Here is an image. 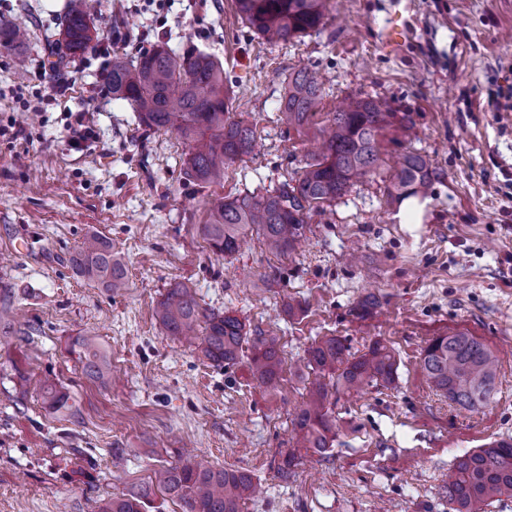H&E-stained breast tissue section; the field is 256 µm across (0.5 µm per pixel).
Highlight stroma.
Masks as SVG:
<instances>
[{
	"mask_svg": "<svg viewBox=\"0 0 512 512\" xmlns=\"http://www.w3.org/2000/svg\"><path fill=\"white\" fill-rule=\"evenodd\" d=\"M66 3L0 6V27L29 33L19 49L0 46V289H11L17 315L0 332V512H97L100 500L190 459L259 478L243 512H450L454 458L512 436V0H333L325 26L280 46L248 29L235 0H98L99 50L57 80L42 71L45 37ZM394 20L408 37L389 51ZM161 41L215 54L231 117L255 127L254 153L205 188L187 180L181 140L138 129L106 84L113 57ZM300 69L322 82L304 135L277 112ZM348 95L387 99L411 129L382 131L379 168L312 216L304 251L276 257L251 234L234 257L214 254L200 233L210 207L300 173ZM39 97L49 103L36 116ZM77 112L90 132L78 146ZM411 150L432 170L419 224L402 223L388 195L392 166ZM94 232L125 263L120 293L70 266ZM179 282L278 337L279 393L257 385L247 360L215 366L162 331L155 306ZM369 295L377 305L358 320L352 310ZM290 298L301 313L284 312ZM457 331L502 354L497 390L475 412L433 390L419 366L429 340ZM83 335L111 356L108 387L68 352ZM319 336L356 354L378 340L399 361L393 384L339 395L326 458L291 440L306 386L294 367ZM47 378L69 409L44 404ZM290 450L301 461L284 482L274 467Z\"/></svg>",
	"mask_w": 512,
	"mask_h": 512,
	"instance_id": "stroma-1",
	"label": "stroma"
}]
</instances>
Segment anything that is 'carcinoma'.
<instances>
[{"label":"carcinoma","instance_id":"carcinoma-1","mask_svg":"<svg viewBox=\"0 0 512 512\" xmlns=\"http://www.w3.org/2000/svg\"><path fill=\"white\" fill-rule=\"evenodd\" d=\"M328 5L329 0H236L248 28L273 46L318 30ZM92 6L93 0H69L61 20L62 39L53 42L51 73H62L92 48ZM27 37L25 30L0 29L3 47L17 46ZM106 80L112 99L127 102L141 128L174 132L187 144L185 175L198 185L221 181L225 164L254 151L255 132L249 124L230 117L224 67L208 53L195 48L178 53L160 43L131 61L113 60ZM320 99L318 78L306 70L294 72L279 100L280 120L298 134H306ZM396 118L403 126L409 122L408 115L397 116L380 97H344L328 118L319 152L305 162L298 176L218 202L201 225L202 235L224 257L234 256L241 238L250 231L262 237L263 245L275 256L297 252L306 239L308 215L325 211L376 169L379 133ZM430 184L429 161L410 151L394 170L389 197L398 202L410 195H424ZM70 263L77 274L112 292L127 287L121 257L112 251V243L99 235L86 237ZM155 317L167 335L197 345L208 361L224 367L237 363L249 335L237 316L201 304L194 289L185 284L168 289L156 306ZM70 353L77 355L87 378L101 387L111 383V358L96 337L78 338ZM302 362L313 379L294 419L297 444L324 456L336 441L332 395L392 384L397 358L393 349L380 341L356 356L339 337L322 336L311 343ZM499 363L488 345L464 331L431 339L420 357L429 385L469 411L489 403ZM282 365L278 338L254 332L253 377L275 393L281 386ZM40 390L48 403L66 405V394L52 380L45 379ZM295 464V453L282 455L275 466L276 477L288 481ZM155 486L179 500L184 512H242L244 500L260 488L245 470L176 463L155 471L154 480L103 500L98 512H142ZM504 496L512 497L511 437L459 455L448 467V503L453 512H487L492 502Z\"/></svg>","mask_w":512,"mask_h":512}]
</instances>
